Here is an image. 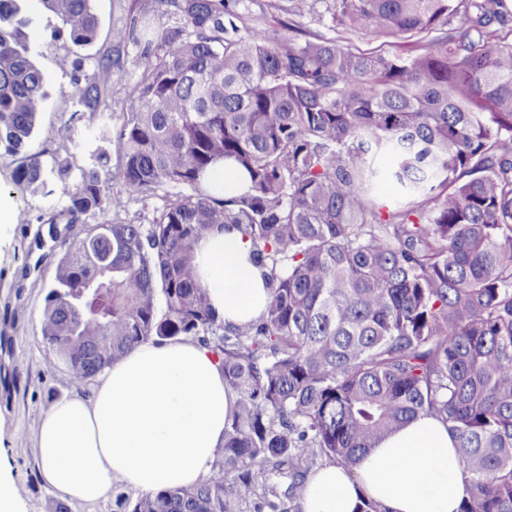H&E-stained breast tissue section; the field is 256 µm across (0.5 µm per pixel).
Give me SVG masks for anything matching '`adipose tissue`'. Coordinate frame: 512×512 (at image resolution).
Returning <instances> with one entry per match:
<instances>
[{"label":"adipose tissue","mask_w":512,"mask_h":512,"mask_svg":"<svg viewBox=\"0 0 512 512\" xmlns=\"http://www.w3.org/2000/svg\"><path fill=\"white\" fill-rule=\"evenodd\" d=\"M197 253L201 282L225 324L256 321L269 290L241 234L208 236ZM235 400L199 343L141 344L105 368L90 392L43 415L35 439L41 478L84 504L106 499L117 484L141 494L195 485L224 443ZM470 493L447 426L425 415L386 435L353 468L311 472L301 512H357L367 499L384 512H460Z\"/></svg>","instance_id":"obj_1"}]
</instances>
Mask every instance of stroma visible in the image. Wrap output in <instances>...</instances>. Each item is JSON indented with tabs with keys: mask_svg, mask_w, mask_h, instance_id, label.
<instances>
[{
	"mask_svg": "<svg viewBox=\"0 0 512 512\" xmlns=\"http://www.w3.org/2000/svg\"><path fill=\"white\" fill-rule=\"evenodd\" d=\"M289 17L309 32L333 38L338 28L321 0H282ZM99 34L91 56L118 57L120 68L109 88L110 108L92 115L77 104L55 94L40 119L41 136L56 148L69 152L76 166L92 164L101 147L103 128L119 127L137 106L135 85L145 57L155 49L154 30L174 24L176 17L157 11L154 0H94ZM130 26L133 36L114 44L111 30ZM38 64L52 89L69 88L71 75L60 69L57 58L61 42L51 41L48 25H40L32 38ZM10 160L0 156V203L13 215L11 224L0 227V461L6 462L24 512H113V499L87 506L71 503L42 481L35 454V433L41 417L60 399L72 393V375L57 364L52 348L40 331L46 287L54 273L45 266L39 281L19 280L16 271L23 262H35L34 247L40 215L61 209L58 191L36 195L11 191Z\"/></svg>",
	"mask_w": 512,
	"mask_h": 512,
	"instance_id": "stroma-1",
	"label": "stroma"
}]
</instances>
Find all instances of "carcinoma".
Returning a JSON list of instances; mask_svg holds the SVG:
<instances>
[{"label":"carcinoma","mask_w":512,"mask_h":512,"mask_svg":"<svg viewBox=\"0 0 512 512\" xmlns=\"http://www.w3.org/2000/svg\"><path fill=\"white\" fill-rule=\"evenodd\" d=\"M28 2L0 0V155L15 187L51 181L66 199L38 217L62 250L43 339L79 391L142 343L195 340L237 396L202 483L119 493L116 512H290L318 459L350 469L420 415L456 440L471 486L461 512H512V39L491 30L503 0H331L349 32L414 40L406 56L278 16L242 34L224 16L244 0H154L179 23L156 32L136 111L103 136L128 193L179 189L151 224L122 218L102 180L107 150L76 168L40 140L51 89ZM92 2L39 0L69 43L68 97L93 115L116 62L83 73ZM221 159L248 174L246 191L206 184ZM385 180L402 189L391 206L373 192ZM230 226L270 290L261 317L235 328L196 252Z\"/></svg>","instance_id":"obj_1"}]
</instances>
